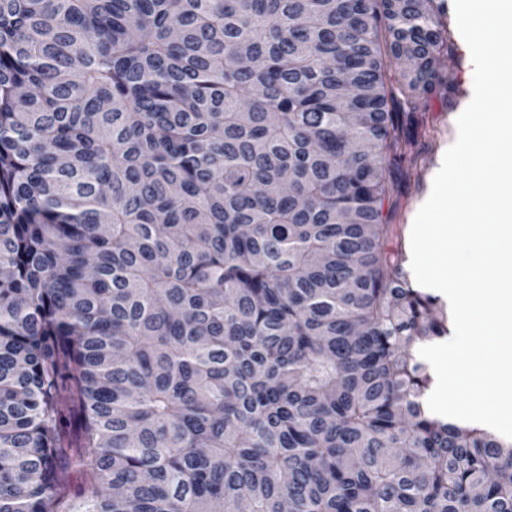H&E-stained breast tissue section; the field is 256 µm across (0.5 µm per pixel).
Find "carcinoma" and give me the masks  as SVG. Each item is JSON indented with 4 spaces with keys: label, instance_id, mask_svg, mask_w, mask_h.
<instances>
[{
    "label": "carcinoma",
    "instance_id": "carcinoma-1",
    "mask_svg": "<svg viewBox=\"0 0 512 512\" xmlns=\"http://www.w3.org/2000/svg\"><path fill=\"white\" fill-rule=\"evenodd\" d=\"M447 15L0 0V512H512L389 223Z\"/></svg>",
    "mask_w": 512,
    "mask_h": 512
}]
</instances>
